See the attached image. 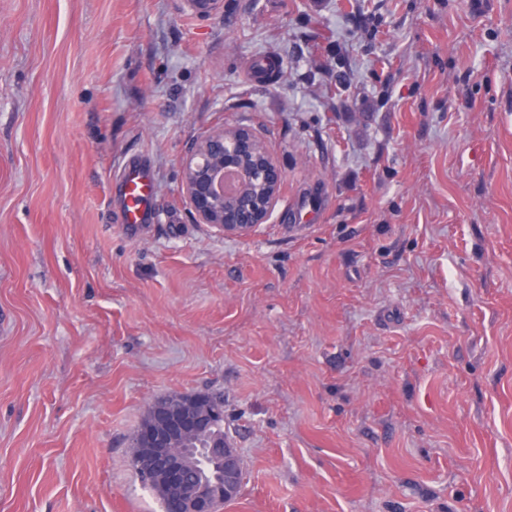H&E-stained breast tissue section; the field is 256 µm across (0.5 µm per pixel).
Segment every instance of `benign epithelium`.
I'll return each instance as SVG.
<instances>
[{
	"label": "benign epithelium",
	"mask_w": 512,
	"mask_h": 512,
	"mask_svg": "<svg viewBox=\"0 0 512 512\" xmlns=\"http://www.w3.org/2000/svg\"><path fill=\"white\" fill-rule=\"evenodd\" d=\"M181 192L199 224H208L223 236L246 237L272 218L284 181V172L269 146L244 126H219L200 137L181 163ZM156 425L140 440L139 475L148 481L165 479L168 502L174 512H212L214 494L228 501L237 496L244 480L241 458L227 439L205 449L219 465L212 480L192 481L184 466L193 449L174 443L206 427L192 406L170 410L154 408Z\"/></svg>",
	"instance_id": "benign-epithelium-1"
}]
</instances>
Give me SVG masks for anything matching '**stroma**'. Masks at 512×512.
Masks as SVG:
<instances>
[{"label": "stroma", "instance_id": "stroma-1", "mask_svg": "<svg viewBox=\"0 0 512 512\" xmlns=\"http://www.w3.org/2000/svg\"><path fill=\"white\" fill-rule=\"evenodd\" d=\"M223 123L285 172L244 238L181 192ZM200 392L218 512H512V0H0V512H162L131 439ZM118 188L125 200L122 224H145L155 208L156 182L153 169L145 162H128L120 171Z\"/></svg>", "mask_w": 512, "mask_h": 512}]
</instances>
